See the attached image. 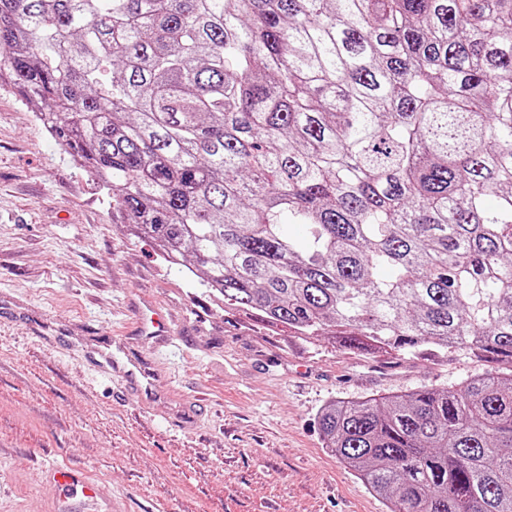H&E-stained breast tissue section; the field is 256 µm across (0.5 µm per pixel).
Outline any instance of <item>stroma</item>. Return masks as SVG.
<instances>
[{
	"label": "stroma",
	"instance_id": "35a3bbf8",
	"mask_svg": "<svg viewBox=\"0 0 512 512\" xmlns=\"http://www.w3.org/2000/svg\"><path fill=\"white\" fill-rule=\"evenodd\" d=\"M146 299L175 335H140ZM111 336L156 364L150 406L93 366ZM489 368L464 347L362 356L225 308L0 88V512H57L60 463L112 512H388L325 448L321 409ZM195 399L196 424L177 426Z\"/></svg>",
	"mask_w": 512,
	"mask_h": 512
}]
</instances>
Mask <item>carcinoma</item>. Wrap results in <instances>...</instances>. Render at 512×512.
Here are the masks:
<instances>
[{
	"label": "carcinoma",
	"mask_w": 512,
	"mask_h": 512,
	"mask_svg": "<svg viewBox=\"0 0 512 512\" xmlns=\"http://www.w3.org/2000/svg\"><path fill=\"white\" fill-rule=\"evenodd\" d=\"M4 84L224 306L497 363L318 422L389 512H512V0H0Z\"/></svg>",
	"instance_id": "obj_1"
}]
</instances>
